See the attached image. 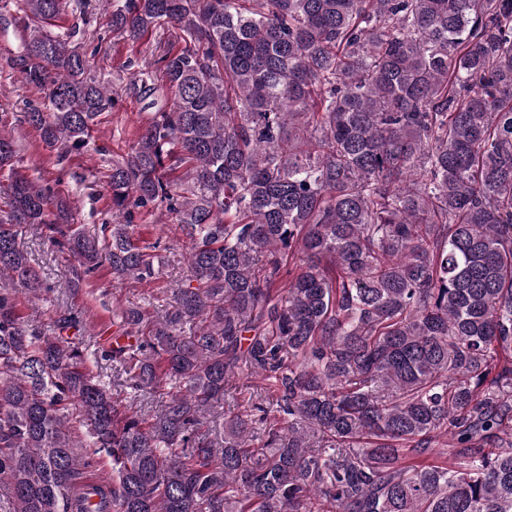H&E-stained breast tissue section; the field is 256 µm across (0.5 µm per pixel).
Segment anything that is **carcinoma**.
I'll return each mask as SVG.
<instances>
[{
    "mask_svg": "<svg viewBox=\"0 0 512 512\" xmlns=\"http://www.w3.org/2000/svg\"><path fill=\"white\" fill-rule=\"evenodd\" d=\"M70 2L0 7L47 100L21 122L67 154L119 98L150 112L100 237L0 129V512H512V0H98L133 42L174 30L119 93L79 25L43 28ZM162 204L189 275L97 347L164 399L145 418L19 313L49 291L22 238L76 288L105 264L147 282L133 220ZM243 376L218 448L207 414Z\"/></svg>",
    "mask_w": 512,
    "mask_h": 512,
    "instance_id": "carcinoma-1",
    "label": "carcinoma"
}]
</instances>
